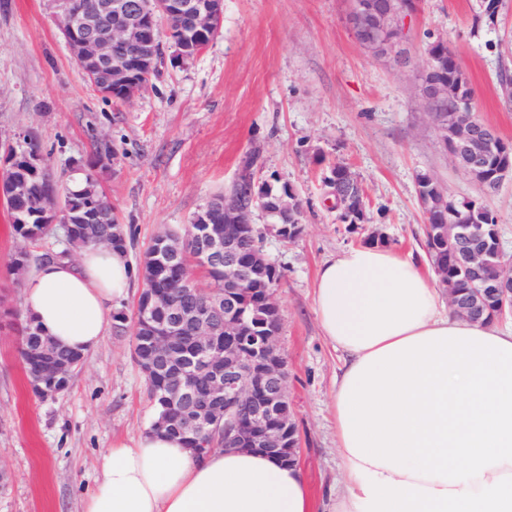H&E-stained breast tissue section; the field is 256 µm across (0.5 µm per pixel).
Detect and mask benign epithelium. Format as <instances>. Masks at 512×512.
<instances>
[{"instance_id": "1", "label": "benign epithelium", "mask_w": 512, "mask_h": 512, "mask_svg": "<svg viewBox=\"0 0 512 512\" xmlns=\"http://www.w3.org/2000/svg\"><path fill=\"white\" fill-rule=\"evenodd\" d=\"M61 34L81 70L106 98L123 102L134 98L163 59L164 47L174 49L173 58L184 61L203 49L200 41L216 32L224 15V0H54ZM414 11L398 7L393 0L371 6L353 4L352 25L358 42L376 47L387 28L402 30ZM468 105L459 91L448 88L447 135L452 162L490 195L512 178V150L503 146L497 131L486 124L462 120ZM17 150L11 142H0V191L25 193V184L7 172L8 159ZM499 156L494 172L484 159ZM33 214L59 225L72 249L95 242L114 246L125 240L124 227L113 226L109 235L94 237V205L72 219L65 209L50 210L44 199L32 200ZM205 208L210 218L191 231L197 270L224 267V294L208 302L166 297L152 288L141 289L133 319V356L147 352V372L169 377L167 399L179 405L171 425L202 433L224 421V444L252 450L281 462L297 459V428L288 399L286 359L279 346L281 322L252 332L241 305L243 288L262 265L270 264L257 241L252 224L253 209L240 196L209 199ZM249 238L255 262L240 263V239ZM448 244L463 255L465 286L448 287V276L440 275L448 307L454 317L475 324L505 320L512 316V255L506 254L500 238L486 237L481 224L448 225ZM165 264L182 261L180 243L162 240L154 254ZM163 304L169 312L166 323L149 325L154 309ZM37 379L31 385L43 400L54 399L68 385L76 364L50 338L39 339L32 351Z\"/></svg>"}]
</instances>
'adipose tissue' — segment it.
I'll return each mask as SVG.
<instances>
[{
    "instance_id": "ef3b65f1",
    "label": "adipose tissue",
    "mask_w": 512,
    "mask_h": 512,
    "mask_svg": "<svg viewBox=\"0 0 512 512\" xmlns=\"http://www.w3.org/2000/svg\"><path fill=\"white\" fill-rule=\"evenodd\" d=\"M128 252L44 261L23 312L64 348L95 350L133 287ZM314 308L344 356L332 403L342 487L327 512H512V326L451 317L421 261L351 246L318 269ZM82 512H316L298 464L197 456L148 426L99 454Z\"/></svg>"
}]
</instances>
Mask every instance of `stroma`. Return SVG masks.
<instances>
[{
    "label": "stroma",
    "mask_w": 512,
    "mask_h": 512,
    "mask_svg": "<svg viewBox=\"0 0 512 512\" xmlns=\"http://www.w3.org/2000/svg\"><path fill=\"white\" fill-rule=\"evenodd\" d=\"M487 0H420L405 22L400 66L355 38L351 0H224L219 35L189 61L165 58L132 100L102 96L84 77L58 27L52 0H0V139L32 135L54 178L110 149L96 169L139 261L160 230L180 228L213 195L230 193L242 160L257 178L288 185L303 208L301 234L264 235L284 274L275 290L288 398L300 442L298 463L316 502L336 495L340 460L332 415L340 355L324 338L313 287L324 260L368 243L425 253L416 175L431 174L459 200L494 212L512 255V179L491 196L450 160L418 95L427 48L443 40L474 87L472 110L512 142V0L495 15ZM342 163L361 180L368 224L352 231L324 183ZM54 234L38 243L13 230L0 194V512H82L99 476L98 454L137 435L153 417L130 329L110 328L56 399L32 392L9 310L23 283L9 266L18 251L54 256Z\"/></svg>",
    "instance_id": "obj_1"
}]
</instances>
